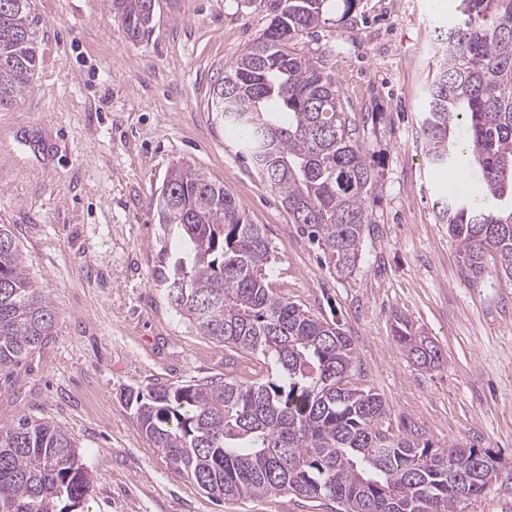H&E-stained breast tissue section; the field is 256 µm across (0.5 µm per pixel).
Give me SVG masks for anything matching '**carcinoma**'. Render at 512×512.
<instances>
[{
    "instance_id": "obj_1",
    "label": "carcinoma",
    "mask_w": 512,
    "mask_h": 512,
    "mask_svg": "<svg viewBox=\"0 0 512 512\" xmlns=\"http://www.w3.org/2000/svg\"><path fill=\"white\" fill-rule=\"evenodd\" d=\"M263 32L213 84L210 111L237 134L243 156L276 190L294 223L341 273L360 260L380 171L341 99L336 75L297 50L325 22L327 0H272ZM127 33L151 28L154 0H110ZM439 43L422 123L436 168L482 173V191L440 202L437 221L476 281L486 251L512 278V0H458ZM33 0H0V110L30 88L39 65ZM162 231L153 280L172 308L279 377L152 387L135 397L141 432L217 503L292 493L335 512H456L497 479L487 453L392 438L379 393L351 386L357 353L337 326L274 292L272 248L261 224L224 186L190 165L171 170L155 202ZM56 312L0 225V373L52 335ZM401 348L423 367L440 363L405 321ZM90 480L77 442L49 421L0 425V512H73Z\"/></svg>"
}]
</instances>
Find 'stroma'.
Returning <instances> with one entry per match:
<instances>
[{
  "label": "stroma",
  "mask_w": 512,
  "mask_h": 512,
  "mask_svg": "<svg viewBox=\"0 0 512 512\" xmlns=\"http://www.w3.org/2000/svg\"><path fill=\"white\" fill-rule=\"evenodd\" d=\"M455 8L358 0L345 18L331 4L298 44L339 78L381 164L361 259L340 274L208 110L212 83L267 27L269 0H155L152 28L136 39L107 0H35L38 72L0 111V224L57 321L45 344L0 373V424L26 415L73 434L93 482L77 512H331L290 493L216 503L139 429L129 394L271 373L198 335L153 281L154 202L180 164L264 225L271 287L351 337L354 381L388 400L392 434L490 452L498 478L460 512H512V283L491 250L483 277H464L434 204L471 193L481 172L449 181L428 165L421 132L437 39ZM398 317L434 342L440 366L406 356L393 337Z\"/></svg>",
  "instance_id": "obj_1"
}]
</instances>
